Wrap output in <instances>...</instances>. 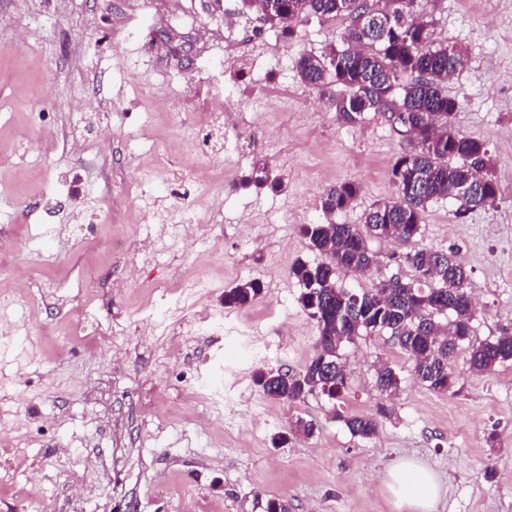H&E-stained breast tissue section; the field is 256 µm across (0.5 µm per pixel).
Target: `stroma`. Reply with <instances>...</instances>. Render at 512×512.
Instances as JSON below:
<instances>
[{"label": "stroma", "mask_w": 512, "mask_h": 512, "mask_svg": "<svg viewBox=\"0 0 512 512\" xmlns=\"http://www.w3.org/2000/svg\"><path fill=\"white\" fill-rule=\"evenodd\" d=\"M198 27L172 28L156 53L137 52L139 19L115 0H0V512H266L284 498L289 512H400L387 471L404 460L442 482L434 512H512V365L463 373L454 391L417 382L412 362L389 333L347 345V389L335 399L295 402L266 396L256 369L300 373L314 352L315 323L300 308L290 276L299 260L320 262L301 228L358 224L390 199L389 171L403 137L378 112L338 121L325 99L292 76L283 111L247 95L250 79L231 82L261 60L275 75L280 56L297 60L338 43L344 20L258 26L237 8L242 42L224 43L227 0H187ZM438 41L467 50L468 67L448 83L463 107L457 126L484 141L498 194L493 205L456 217L448 200L428 203L422 244L453 250L483 305L473 322L482 341L512 335V0H428ZM208 61L186 104L243 91L249 131L212 158L215 184L176 186L146 176L150 153L177 136L147 93L179 70L185 56ZM57 73L43 81L46 69ZM50 98L57 109L43 111ZM91 99L77 113L71 103ZM115 135L105 151L103 125ZM281 177V189L242 186L255 163ZM232 169V186L220 184ZM353 180L352 207L320 208L322 186ZM140 184L160 213L199 197L192 238L159 237L157 252H118L112 235L143 232L141 214L120 189ZM125 221L95 223L100 205ZM135 280L124 281L127 266ZM204 278L205 304L218 335L197 330L199 312L180 311L174 288ZM263 293L245 309L223 295L243 280ZM112 326L123 356L98 349ZM400 378L382 394L376 369ZM235 420V431L207 416ZM373 415L377 435H352L345 418ZM315 420L309 438L273 439L297 419ZM86 489L70 491L72 474Z\"/></svg>", "instance_id": "stroma-1"}]
</instances>
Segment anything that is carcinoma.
Wrapping results in <instances>:
<instances>
[{"label":"carcinoma","mask_w":512,"mask_h":512,"mask_svg":"<svg viewBox=\"0 0 512 512\" xmlns=\"http://www.w3.org/2000/svg\"><path fill=\"white\" fill-rule=\"evenodd\" d=\"M243 6L255 9L262 24L293 25L339 16L351 20L340 44L318 55H300L297 72L308 87L327 98L341 120L356 123L367 112H380L408 135L391 168L395 196L366 210L363 226H304L310 247L322 261L300 260L290 275L301 287L299 304L317 324L315 355L297 376L259 369L255 382L274 399L292 402L314 394L334 399L346 388L341 348L374 332L390 333L412 360L415 379L439 392L455 387L462 349L473 373H492L512 363V336L472 339L477 308L456 253L427 247L420 239L428 202L452 199L458 202L456 214L464 217L493 203L498 193L486 144L457 128L462 101L448 93V79L468 65L467 52L436 42L424 0H371L360 29L352 24L357 0H243ZM243 185L276 189L281 181L267 164L257 163ZM361 191L355 181H340L321 194L320 207L326 214L342 211ZM369 238L394 242L399 251L389 260L409 266L416 282L384 277L362 292L337 285L342 271L358 273L380 265L368 248ZM261 291L258 281H243L224 291V305L247 307ZM448 314L446 328L440 317ZM376 374L382 392L399 389L392 367L382 365ZM345 424L364 439L378 429L377 420L364 415L349 417Z\"/></svg>","instance_id":"carcinoma-1"}]
</instances>
